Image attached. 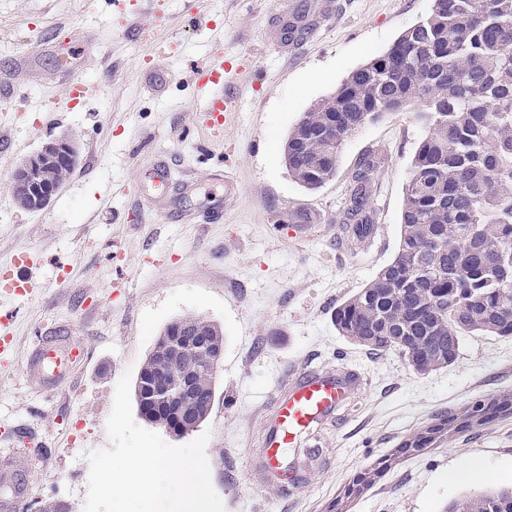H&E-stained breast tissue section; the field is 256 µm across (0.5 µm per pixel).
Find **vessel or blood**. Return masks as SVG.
Segmentation results:
<instances>
[{"instance_id": "1", "label": "vessel or blood", "mask_w": 512, "mask_h": 512, "mask_svg": "<svg viewBox=\"0 0 512 512\" xmlns=\"http://www.w3.org/2000/svg\"><path fill=\"white\" fill-rule=\"evenodd\" d=\"M233 72L232 64L221 58L192 71L193 82L203 98L198 111L200 124L215 139L223 138L227 116L238 106L232 89ZM60 83L73 103L96 91L94 85L74 77L69 62L60 71ZM33 266L27 252H19L11 264L0 266V289L16 297L27 296L35 283ZM59 342V337L44 336L31 349L25 374L30 387L45 393L56 391L66 383L73 363L88 362L89 352L83 346L71 348L67 358H60ZM367 384V378L341 366L327 369L305 365L295 370L281 383L266 409L260 451L249 473L252 482L267 484L284 451L296 447L303 435L333 421L341 407Z\"/></svg>"}]
</instances>
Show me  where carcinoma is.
<instances>
[{
	"label": "carcinoma",
	"mask_w": 512,
	"mask_h": 512,
	"mask_svg": "<svg viewBox=\"0 0 512 512\" xmlns=\"http://www.w3.org/2000/svg\"><path fill=\"white\" fill-rule=\"evenodd\" d=\"M416 105L425 129L411 163L394 257L334 313L339 335L368 351H399L418 373L452 364L461 336H512V0H433L430 13L384 54L353 71L335 93L303 113L282 155L288 174L314 191L336 175L343 142L388 112ZM375 164L352 177L346 233L361 248L375 225L364 187ZM72 172L60 162L41 179L59 188ZM146 372L167 385L187 376L194 400L183 420L190 434L210 415L216 377L209 358L224 345L221 327L188 316L163 331ZM512 416V394L476 401L457 419L440 415L401 448H424L449 429L471 431ZM443 512H512V491L487 490Z\"/></svg>",
	"instance_id": "1"
}]
</instances>
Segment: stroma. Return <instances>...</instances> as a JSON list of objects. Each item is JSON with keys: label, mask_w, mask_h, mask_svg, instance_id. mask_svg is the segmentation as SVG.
Instances as JSON below:
<instances>
[{"label": "stroma", "mask_w": 512, "mask_h": 512, "mask_svg": "<svg viewBox=\"0 0 512 512\" xmlns=\"http://www.w3.org/2000/svg\"><path fill=\"white\" fill-rule=\"evenodd\" d=\"M169 29L139 0H0V264L19 250L36 261L37 289L0 296L12 353L0 358V430L22 425L40 446L0 440V468L27 486L24 504L53 498L83 512L90 466L85 451L111 442L106 421L115 386L139 368L163 329L197 315L221 326L224 357L217 396L199 433L208 434L211 483L226 512H336L359 473L431 425L478 399L512 391V337L464 334L454 364L417 373L398 354L376 355L339 336L333 312L395 255L410 162L423 129L414 109L390 112L341 146L335 178L309 191L288 174L282 144L303 112L348 75L387 51L430 11L432 0H334L318 21L317 0H198L191 25L181 0H161ZM301 26L299 46H275L282 20ZM235 59L239 102L210 140L200 126L192 68L206 62L214 34ZM98 90L71 108L58 82L65 59ZM76 139V164L42 210L15 203V168L44 144ZM376 159L367 192L375 233L350 248L339 224L358 162ZM167 160L176 183L145 202L137 173ZM229 161L233 190L210 173ZM193 178L195 192L178 185ZM196 221L182 224L181 212ZM277 224H304V237H276ZM124 287H114V280ZM67 325L63 340L91 351L62 391L38 395L24 367L36 337ZM359 369L369 380L344 427L325 426L312 446L331 453L314 470L289 449L268 486L246 471L260 448L263 411L280 382L306 364ZM474 464L464 484L448 473ZM512 487V418L404 453L349 512H443L463 496Z\"/></svg>", "instance_id": "stroma-1"}]
</instances>
